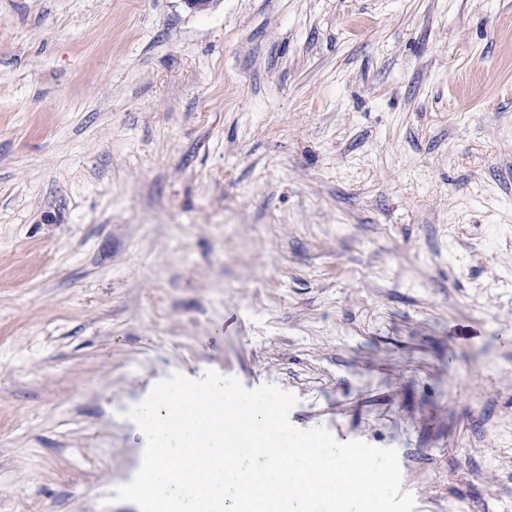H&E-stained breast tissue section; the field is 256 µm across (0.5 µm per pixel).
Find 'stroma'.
I'll return each mask as SVG.
<instances>
[{"label": "stroma", "instance_id": "stroma-1", "mask_svg": "<svg viewBox=\"0 0 512 512\" xmlns=\"http://www.w3.org/2000/svg\"><path fill=\"white\" fill-rule=\"evenodd\" d=\"M210 370L512 512V0H0V512Z\"/></svg>", "mask_w": 512, "mask_h": 512}]
</instances>
